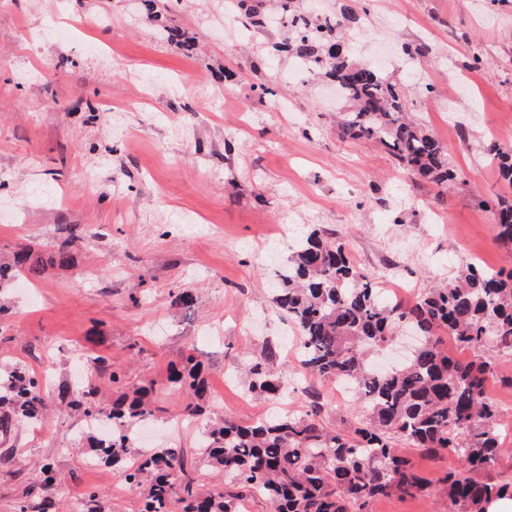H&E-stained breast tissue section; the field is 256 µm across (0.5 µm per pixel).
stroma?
Segmentation results:
<instances>
[{
  "label": "stroma",
  "instance_id": "obj_1",
  "mask_svg": "<svg viewBox=\"0 0 512 512\" xmlns=\"http://www.w3.org/2000/svg\"><path fill=\"white\" fill-rule=\"evenodd\" d=\"M350 4L377 16L355 61L371 62L379 44L394 51L385 73L444 144L458 176L449 190L396 167L378 143L339 138L332 121L345 105L331 84L286 80L281 32L230 43L207 22L224 0H0V206L10 211L0 252L48 251L77 234L72 265L0 295V361L67 381L80 348L106 355L129 382L162 383L192 352L214 394L209 418L247 425L265 417L267 400L224 378L265 343H288L271 298L294 243L254 248L276 225L333 232L365 274L399 268L419 294L467 265L461 237L483 266L512 268L491 209L512 189L487 161L490 126L512 120V0ZM53 13L59 29L35 40ZM169 28L184 42L162 38ZM418 43L428 55L407 59L403 47ZM137 96L141 111L115 122L112 105ZM178 288L193 292V308L172 306ZM182 402L159 396L136 447L193 450L195 432L173 421ZM82 427L51 410L43 427L14 429L0 445V512H13L46 461L66 474L64 497L95 486L108 512H139L111 469L85 467ZM414 463L431 494L379 498L370 512H447L446 462Z\"/></svg>",
  "mask_w": 512,
  "mask_h": 512
}]
</instances>
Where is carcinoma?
Returning <instances> with one entry per match:
<instances>
[{
  "label": "carcinoma",
  "instance_id": "carcinoma-1",
  "mask_svg": "<svg viewBox=\"0 0 512 512\" xmlns=\"http://www.w3.org/2000/svg\"><path fill=\"white\" fill-rule=\"evenodd\" d=\"M300 0H280L287 37L280 51L320 64L317 75L336 84L349 109L340 113L338 135L380 143L398 166L439 187L456 179L443 144L410 115L402 87L378 68L336 52L344 21L356 19L339 6L311 34L296 25ZM244 21L265 27L263 0H238ZM490 160L512 189V146L492 143ZM496 242L512 249V201L494 203ZM74 237L62 239L50 263L72 260ZM43 259L31 244L0 256V288L39 275ZM281 287L272 297L280 316L300 338L301 368L313 377L347 380L362 415L329 426L322 396L305 391L307 410L241 425L227 416L204 426L206 444L189 453L176 445L128 457L131 428L155 416L158 395L186 394L182 415L204 414L211 389L193 353L170 369L167 384L128 383L124 371L97 354L79 353L87 364L86 389L68 383L43 392L41 378L20 363L0 366V445L19 423L37 425L52 398L70 413L98 419L111 429L88 437L92 457L112 468L113 478L141 490L140 512H240L248 499L272 512H369L392 495L432 491L411 454L453 459L442 479L448 512H488L512 496V484L489 477L501 453L500 403L487 385L497 377L485 351L512 354V269L469 264L458 277L406 305L384 302L373 280L356 266L333 234L314 229L294 247ZM280 349L268 344L244 365L248 391L273 400L288 388L278 373ZM220 479H201V468ZM51 463L40 466L14 512H60ZM79 512H105L101 493L85 490Z\"/></svg>",
  "mask_w": 512,
  "mask_h": 512
}]
</instances>
